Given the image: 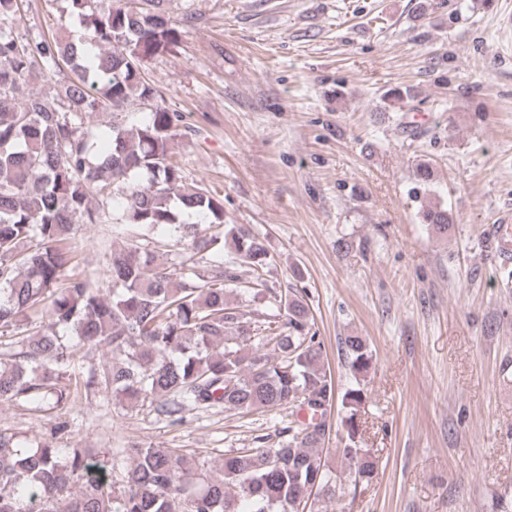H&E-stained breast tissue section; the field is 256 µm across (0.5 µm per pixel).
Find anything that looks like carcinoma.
<instances>
[{
    "instance_id": "1",
    "label": "carcinoma",
    "mask_w": 512,
    "mask_h": 512,
    "mask_svg": "<svg viewBox=\"0 0 512 512\" xmlns=\"http://www.w3.org/2000/svg\"><path fill=\"white\" fill-rule=\"evenodd\" d=\"M83 26L29 41L0 27V329L18 332V351L0 357V403L42 400L56 408L70 394L75 348H100L112 400L134 408L150 400L167 417L187 404L240 412L308 407L288 421L277 448H250L224 457L219 474L170 448H124L130 464L115 488L88 448L27 445L0 431V512H314L336 498L338 477L324 453L327 411L340 402L336 426L346 433L336 449L354 482L372 478L376 462L362 447L359 389L337 396L323 344L304 297L284 300V329L251 327L229 305L224 282L237 276L220 263L203 274L171 268L133 243L169 225L198 251L221 243L251 269L253 285L271 261L264 241L224 223L223 200L188 184L175 159L178 114L153 103L157 93L144 64L178 47L180 27L163 0H64ZM28 0H0V21ZM68 69L43 92L28 86L35 72ZM150 107L138 123L84 127L92 112ZM123 199L119 216L94 207L96 196ZM199 213L224 226V238L202 235L187 222ZM423 223L441 239L453 218L442 205L423 206ZM112 224L127 245L112 252V295L85 277L65 274L81 264L72 246L76 224ZM45 320L32 326L33 316ZM350 371L371 367L362 336L344 338Z\"/></svg>"
}]
</instances>
